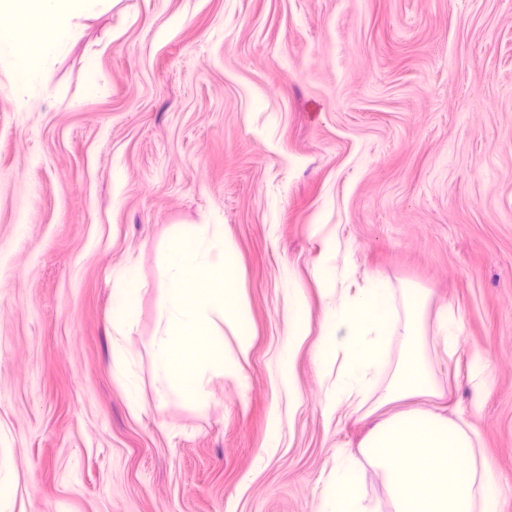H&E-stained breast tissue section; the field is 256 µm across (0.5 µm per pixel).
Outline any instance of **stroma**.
Masks as SVG:
<instances>
[{"label": "stroma", "instance_id": "obj_1", "mask_svg": "<svg viewBox=\"0 0 512 512\" xmlns=\"http://www.w3.org/2000/svg\"><path fill=\"white\" fill-rule=\"evenodd\" d=\"M10 99L0 75V512H314L377 421L321 411L325 314L376 273L428 295L432 406L475 430L512 512V0H112ZM181 224L223 225L253 334L201 411L158 401L150 355ZM127 266L146 283L123 339L137 413L112 377ZM444 302L465 314L451 358ZM297 288L289 289V313H288V345L292 347L298 344L303 336L301 334V326L304 321L305 312L302 303L297 295Z\"/></svg>", "mask_w": 512, "mask_h": 512}]
</instances>
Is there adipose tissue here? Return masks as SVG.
<instances>
[{
  "instance_id": "ef3b65f1",
  "label": "adipose tissue",
  "mask_w": 512,
  "mask_h": 512,
  "mask_svg": "<svg viewBox=\"0 0 512 512\" xmlns=\"http://www.w3.org/2000/svg\"><path fill=\"white\" fill-rule=\"evenodd\" d=\"M106 0H0V13L13 14L16 28L0 32V73L13 86L11 101L22 105L38 93L52 62L68 48L75 17L99 13ZM146 288L134 268L112 276V331L117 340L112 348V372L122 384L130 408H138L139 377L133 356L121 342L136 324V307Z\"/></svg>"
}]
</instances>
